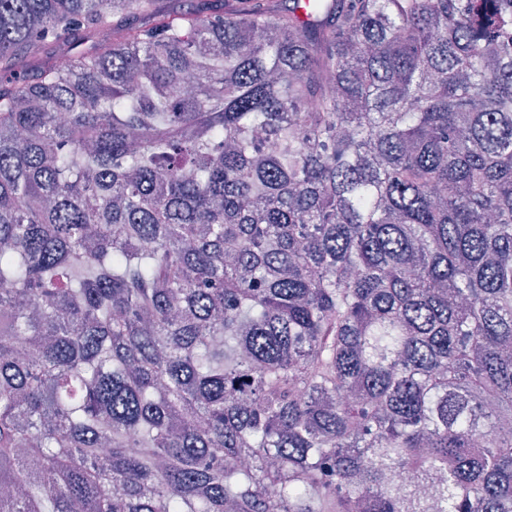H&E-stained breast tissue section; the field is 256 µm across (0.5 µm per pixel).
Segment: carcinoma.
<instances>
[{
    "instance_id": "obj_1",
    "label": "carcinoma",
    "mask_w": 512,
    "mask_h": 512,
    "mask_svg": "<svg viewBox=\"0 0 512 512\" xmlns=\"http://www.w3.org/2000/svg\"><path fill=\"white\" fill-rule=\"evenodd\" d=\"M194 2L0 0V512H512V0Z\"/></svg>"
}]
</instances>
